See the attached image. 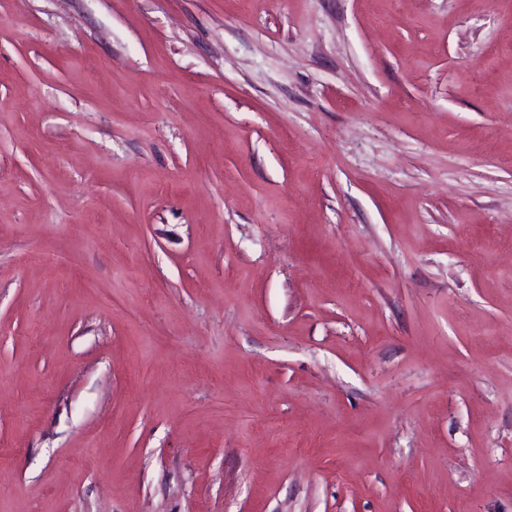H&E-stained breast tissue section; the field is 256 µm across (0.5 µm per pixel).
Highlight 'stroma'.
Listing matches in <instances>:
<instances>
[{"label":"stroma","instance_id":"obj_1","mask_svg":"<svg viewBox=\"0 0 512 512\" xmlns=\"http://www.w3.org/2000/svg\"><path fill=\"white\" fill-rule=\"evenodd\" d=\"M0 512H512V0H0Z\"/></svg>","mask_w":512,"mask_h":512}]
</instances>
